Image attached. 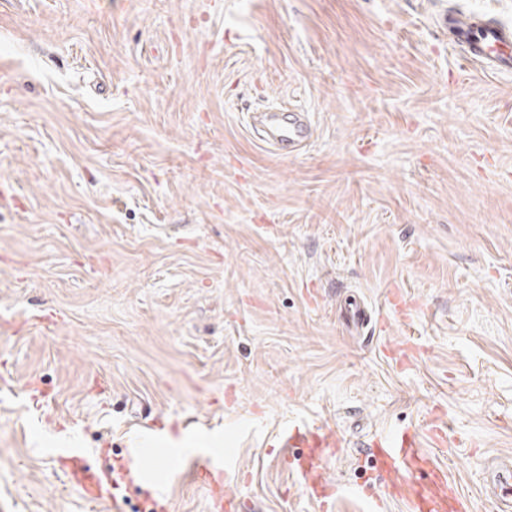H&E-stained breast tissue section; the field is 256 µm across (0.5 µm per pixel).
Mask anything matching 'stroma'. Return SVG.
Returning <instances> with one entry per match:
<instances>
[{"label":"stroma","mask_w":512,"mask_h":512,"mask_svg":"<svg viewBox=\"0 0 512 512\" xmlns=\"http://www.w3.org/2000/svg\"><path fill=\"white\" fill-rule=\"evenodd\" d=\"M454 10L512 26V0H0V512H113L56 448L152 449L125 512H209L199 453L247 512H319L293 426L342 441L335 512H408L374 498L404 428L512 512L484 493L512 461V75L464 65ZM285 103L315 129L288 156L248 121Z\"/></svg>","instance_id":"obj_1"}]
</instances>
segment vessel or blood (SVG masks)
I'll list each match as a JSON object with an SVG mask.
<instances>
[{
	"label": "vessel or blood",
	"mask_w": 512,
	"mask_h": 512,
	"mask_svg": "<svg viewBox=\"0 0 512 512\" xmlns=\"http://www.w3.org/2000/svg\"><path fill=\"white\" fill-rule=\"evenodd\" d=\"M450 45L470 64L497 72L512 73V27L471 14L454 17L448 26ZM253 122L265 142L283 155L293 154L310 141L313 128L307 112L295 108H273L254 113ZM283 447L308 449V468L303 471L302 488L317 489L316 500L321 512H327L335 498L333 485L322 476L328 458V441L313 435L305 436L301 430L287 432L281 439ZM383 463L390 478L384 495L391 496L400 485L413 482L417 473L430 471L431 479L419 485L411 512H470L466 497L461 496L447 476L434 463L421 454L414 434L399 431L383 440ZM224 466L212 456L198 455L192 462L190 475L194 481L208 485L214 512H241L242 505L216 482Z\"/></svg>",
	"instance_id": "b4317fda"
}]
</instances>
